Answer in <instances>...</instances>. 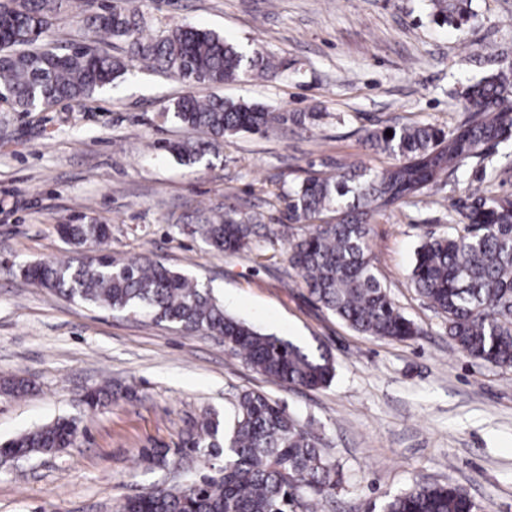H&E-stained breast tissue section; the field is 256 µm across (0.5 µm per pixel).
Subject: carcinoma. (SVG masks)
<instances>
[{
  "label": "carcinoma",
  "mask_w": 512,
  "mask_h": 512,
  "mask_svg": "<svg viewBox=\"0 0 512 512\" xmlns=\"http://www.w3.org/2000/svg\"><path fill=\"white\" fill-rule=\"evenodd\" d=\"M55 0H0V89L10 104L29 112L67 102L77 105L125 75L135 61L191 85H220L244 76L274 78L280 66L267 54L246 55L228 39L195 27H178L159 39L141 33L136 15L120 6L82 18L127 45V59L87 40L64 51L37 45L51 26ZM464 119L452 131L416 124L365 136L370 148L394 157L382 171L354 165L332 177L312 173L283 197L289 224L310 231L290 244L288 261L309 294L353 330L406 341L420 335L390 298L375 272L368 235L370 220L414 203L450 172L470 165L486 170L490 149L512 138V64L468 87ZM174 118L206 140L173 143L170 151L194 165L207 146L240 132H268L280 115L262 105L188 95ZM448 212L466 225L429 237L416 249L411 282L419 296L448 323V336L467 356L501 369L512 368V195L487 191ZM59 236L74 248L68 260L47 259L20 267L22 277L64 298L124 314H143L190 335L224 338L231 352L262 375L286 386L320 389L335 376L330 353L309 352L263 334L227 315L211 289L149 258L118 261L109 247L106 224H60ZM193 233L223 252L249 247L251 220L211 209L198 217ZM12 395L31 383L0 379ZM112 384L90 390L82 406L112 404ZM75 419L62 418L0 445L18 458L56 452L76 439ZM318 437L285 407L256 392L243 393L231 417L206 412L184 431L181 450L224 454L215 474L192 475L184 483L155 487L126 497L122 512H315L336 487L333 465L318 448ZM475 505L452 483L417 481L384 505V512H470Z\"/></svg>",
  "instance_id": "carcinoma-1"
}]
</instances>
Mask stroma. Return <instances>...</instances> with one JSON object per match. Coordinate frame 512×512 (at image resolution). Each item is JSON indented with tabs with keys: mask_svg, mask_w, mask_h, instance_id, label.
Listing matches in <instances>:
<instances>
[{
	"mask_svg": "<svg viewBox=\"0 0 512 512\" xmlns=\"http://www.w3.org/2000/svg\"><path fill=\"white\" fill-rule=\"evenodd\" d=\"M136 0L143 34L193 26L263 51L277 77L192 86L147 64L83 104L18 112L0 101V377L34 382L0 392V443L61 417L74 443L0 461V512H116L124 496L178 480L181 467L216 472L223 457L180 456L187 424L232 414L246 391L286 405L321 439L336 468L324 512H382L413 481H451L477 512H512V371L461 352L409 273L420 242L448 231L447 198L470 204L485 188L512 194V165L493 183L467 170L416 204L376 216L369 242L379 280L423 329L392 342L354 331L310 296L275 235L279 194L339 165L374 171L392 156L367 131L432 123L451 130L467 86L512 61V0ZM258 103L283 120L267 133L229 136L200 164L170 143L192 133L169 119L182 97ZM262 214L249 248L219 252L193 234L198 212ZM71 217L111 230L115 259L144 256L211 288L227 314L309 351H329L331 385L308 390L255 371L222 337L66 300L28 284L23 264L65 259L57 234ZM129 393L99 411L78 399L103 380ZM168 449L169 466L145 458Z\"/></svg>",
	"mask_w": 512,
	"mask_h": 512,
	"instance_id": "1",
	"label": "stroma"
}]
</instances>
